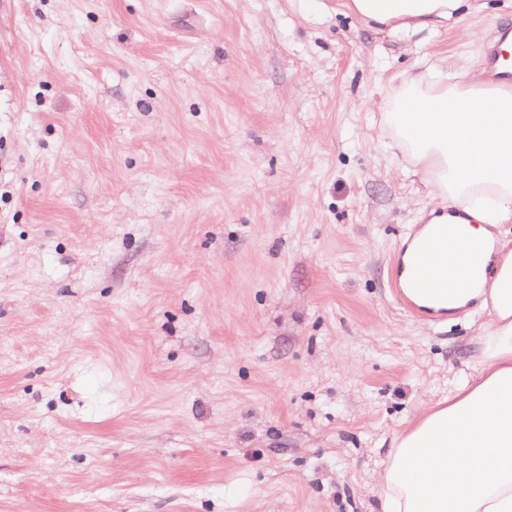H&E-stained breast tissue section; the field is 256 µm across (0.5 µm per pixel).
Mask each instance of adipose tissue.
<instances>
[{
    "instance_id": "ef3b65f1",
    "label": "adipose tissue",
    "mask_w": 512,
    "mask_h": 512,
    "mask_svg": "<svg viewBox=\"0 0 512 512\" xmlns=\"http://www.w3.org/2000/svg\"><path fill=\"white\" fill-rule=\"evenodd\" d=\"M465 0H351L365 23L447 24ZM383 120L393 146L433 188L434 215L401 256L402 281L436 316H484L480 359L394 439L375 478L379 512H512V93L467 73L403 78ZM463 206L468 219L452 220Z\"/></svg>"
}]
</instances>
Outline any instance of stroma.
<instances>
[{
    "instance_id": "stroma-1",
    "label": "stroma",
    "mask_w": 512,
    "mask_h": 512,
    "mask_svg": "<svg viewBox=\"0 0 512 512\" xmlns=\"http://www.w3.org/2000/svg\"><path fill=\"white\" fill-rule=\"evenodd\" d=\"M0 0V512H373L480 318L393 295L431 187L382 123L512 0ZM468 0H351L347 5L365 23L397 29L448 25Z\"/></svg>"
}]
</instances>
